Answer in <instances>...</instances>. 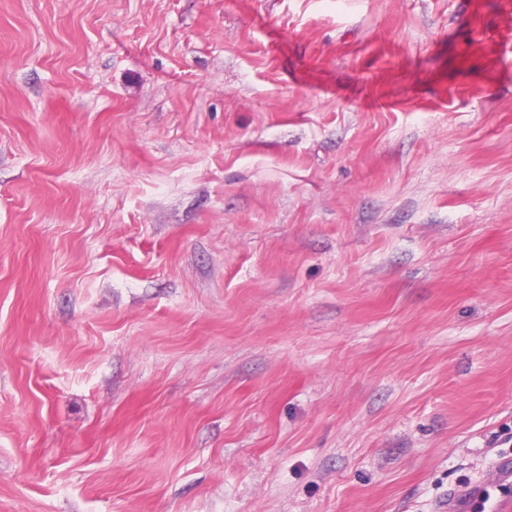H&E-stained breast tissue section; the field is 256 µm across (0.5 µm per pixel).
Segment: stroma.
Instances as JSON below:
<instances>
[{
  "mask_svg": "<svg viewBox=\"0 0 512 512\" xmlns=\"http://www.w3.org/2000/svg\"><path fill=\"white\" fill-rule=\"evenodd\" d=\"M512 457V0H0V512H437Z\"/></svg>",
  "mask_w": 512,
  "mask_h": 512,
  "instance_id": "obj_1",
  "label": "stroma"
}]
</instances>
